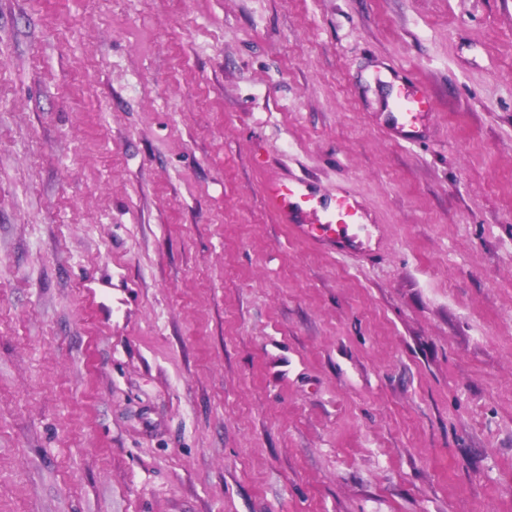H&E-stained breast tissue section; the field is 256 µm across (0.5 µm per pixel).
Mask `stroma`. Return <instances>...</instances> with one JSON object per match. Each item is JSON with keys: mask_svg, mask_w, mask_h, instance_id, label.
I'll return each mask as SVG.
<instances>
[{"mask_svg": "<svg viewBox=\"0 0 512 512\" xmlns=\"http://www.w3.org/2000/svg\"><path fill=\"white\" fill-rule=\"evenodd\" d=\"M0 512H512V0H0ZM431 99L426 90L420 87H414L406 90L401 112H395L392 115V126L401 133H411V124L408 119L414 112H420L430 108ZM397 114V115H394ZM263 192L273 211L284 224H290L296 235L336 248H362L364 213L349 193L344 192L327 204L309 183L278 177H269ZM319 212L324 214L322 219Z\"/></svg>", "mask_w": 512, "mask_h": 512, "instance_id": "stroma-1", "label": "stroma"}]
</instances>
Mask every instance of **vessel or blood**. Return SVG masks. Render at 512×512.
<instances>
[{"label":"vessel or blood","mask_w":512,"mask_h":512,"mask_svg":"<svg viewBox=\"0 0 512 512\" xmlns=\"http://www.w3.org/2000/svg\"><path fill=\"white\" fill-rule=\"evenodd\" d=\"M430 106L426 90L408 89L400 112L392 118L393 128L401 133L409 132L410 116ZM263 192L273 211L296 235L342 249L362 248L360 232L365 224L364 214L349 193H342L328 204L309 183L277 177L265 181Z\"/></svg>","instance_id":"1"}]
</instances>
